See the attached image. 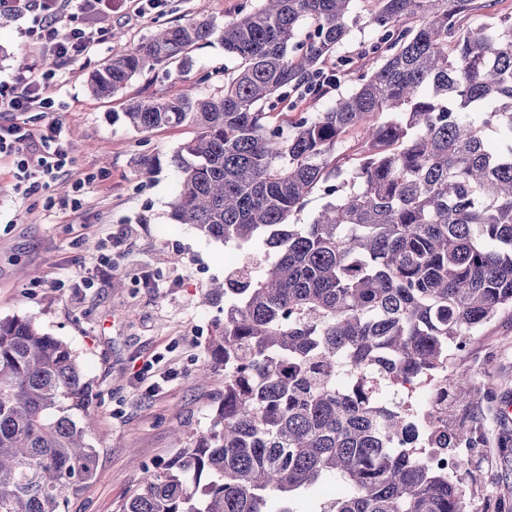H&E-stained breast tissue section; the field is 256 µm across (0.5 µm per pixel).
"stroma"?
<instances>
[{
	"instance_id": "35a3bbf8",
	"label": "stroma",
	"mask_w": 512,
	"mask_h": 512,
	"mask_svg": "<svg viewBox=\"0 0 512 512\" xmlns=\"http://www.w3.org/2000/svg\"><path fill=\"white\" fill-rule=\"evenodd\" d=\"M259 0H114L112 14L94 23L110 29L106 43L78 62L57 68L28 36L30 19L0 14V77L56 70L47 89L50 112H26L33 130L62 123L69 163L52 185L31 173L22 193L9 159L0 158V317H32L42 332L67 341L79 354L101 398L92 442L96 473L67 512H120L145 472L178 450L172 432L204 429L224 394V372L195 376L223 303L204 302L212 281L223 279L234 246L173 223L170 204L182 174L170 157L194 135L191 127L139 133L124 121L134 99L173 95L184 85L202 94L224 87L233 63L220 42L192 52L188 70L156 67L133 78L114 96L98 98L90 74L115 54L134 48L167 25L195 16L224 24ZM157 155L160 169L142 174L135 160ZM112 271L102 274L103 255ZM122 287H114L115 278ZM450 366L483 392L472 405H448V425L474 430L478 449L461 453L457 478L465 512H500L512 505V311L501 313L468 340Z\"/></svg>"
}]
</instances>
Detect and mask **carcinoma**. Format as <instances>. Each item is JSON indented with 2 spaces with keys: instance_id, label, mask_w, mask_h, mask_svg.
Instances as JSON below:
<instances>
[{
  "instance_id": "cac0c4a2",
  "label": "carcinoma",
  "mask_w": 512,
  "mask_h": 512,
  "mask_svg": "<svg viewBox=\"0 0 512 512\" xmlns=\"http://www.w3.org/2000/svg\"><path fill=\"white\" fill-rule=\"evenodd\" d=\"M363 2L261 0L222 27L177 22L90 78L110 96L220 41L236 62L222 94L189 85L124 118L139 133L195 130L171 157L173 221L272 255L263 274L206 288L224 323L198 373L224 368V398L121 512H464L456 480L412 447L409 418L338 374L381 356L394 383L427 372L458 404L477 396L446 362L512 310V15L473 29L461 20L475 0H371L365 14ZM357 25L370 37L339 54ZM332 58L353 90L271 124L272 100L324 93ZM316 190L322 208L290 223ZM98 398L69 343L0 318V512H66L95 474ZM472 434L443 422L437 443Z\"/></svg>"
}]
</instances>
